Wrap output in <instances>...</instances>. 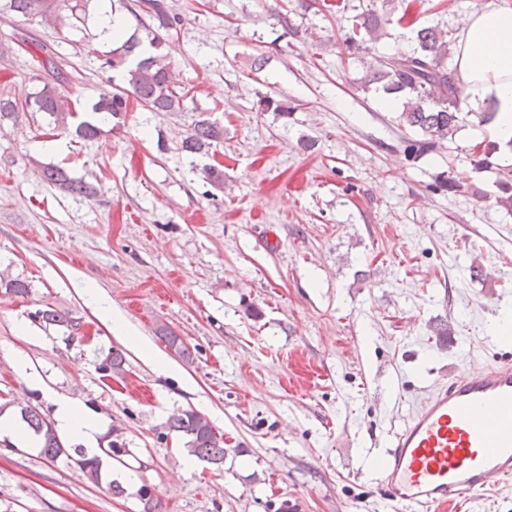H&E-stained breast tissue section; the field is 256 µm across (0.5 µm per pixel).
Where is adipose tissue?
Listing matches in <instances>:
<instances>
[{"label":"adipose tissue","instance_id":"1","mask_svg":"<svg viewBox=\"0 0 512 512\" xmlns=\"http://www.w3.org/2000/svg\"><path fill=\"white\" fill-rule=\"evenodd\" d=\"M455 64L469 101L489 105L494 114L484 135L512 162V6L490 2L470 14L456 43ZM54 405L58 431L96 454L99 428L85 406L68 397L56 398Z\"/></svg>","mask_w":512,"mask_h":512}]
</instances>
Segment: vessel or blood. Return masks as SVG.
Wrapping results in <instances>:
<instances>
[{
	"instance_id": "vessel-or-blood-1",
	"label": "vessel or blood",
	"mask_w": 512,
	"mask_h": 512,
	"mask_svg": "<svg viewBox=\"0 0 512 512\" xmlns=\"http://www.w3.org/2000/svg\"><path fill=\"white\" fill-rule=\"evenodd\" d=\"M383 497L445 512L512 484V362L460 363L436 380L375 462Z\"/></svg>"
}]
</instances>
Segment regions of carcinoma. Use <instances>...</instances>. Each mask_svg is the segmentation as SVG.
<instances>
[{
  "mask_svg": "<svg viewBox=\"0 0 512 512\" xmlns=\"http://www.w3.org/2000/svg\"><path fill=\"white\" fill-rule=\"evenodd\" d=\"M89 0H0V12H10L28 21L57 27L59 11L68 12V26L78 29L85 25ZM147 9L154 26L149 30L148 43L136 35L124 37L122 31L112 36L111 57L106 64L118 74L122 86L110 95H103L92 107V112L102 115V120H120L128 111L129 99L133 98L152 112H183L184 102L190 89L176 82L170 63L161 53L165 39L161 32L177 29L178 19L171 15L164 0H146ZM383 16L376 5L360 6V12L352 16V24L345 34L344 43L350 53L363 49V45L380 39L383 32ZM455 39L448 32L435 27H421L416 31V46L406 52H397L383 57L381 71L374 80L383 83L382 91L387 95L404 98L399 122L409 128L417 138L407 142L405 150L410 155H421L434 147L453 140L462 121V85L457 68L448 66ZM44 75L35 76L39 86L26 101L17 104L7 97H0V122L11 119L22 112H42L53 119L57 128H69L72 112L65 109L57 85L64 81L51 58L42 62ZM101 134V128L91 121H81L75 127V136L92 140ZM224 140V128L208 118L192 122L179 150L190 154H209L213 146ZM41 178L60 190L88 197L94 187L83 180H76L66 169L45 166ZM494 203L508 214H512V173L497 180ZM35 317L49 325L64 326L69 332L80 327L75 318L49 308L35 313ZM124 358L117 350L107 353L101 370L120 373ZM18 415L27 428L38 437L41 454L49 459L64 455L74 462L96 484L101 483L100 460L88 456L82 448L68 449L64 446L53 426L46 422L36 408L19 407ZM168 429L186 439L189 455L214 465L224 463L227 449L211 423L199 413L183 410L172 415Z\"/></svg>",
  "mask_w": 512,
  "mask_h": 512,
  "instance_id": "1",
  "label": "carcinoma"
}]
</instances>
